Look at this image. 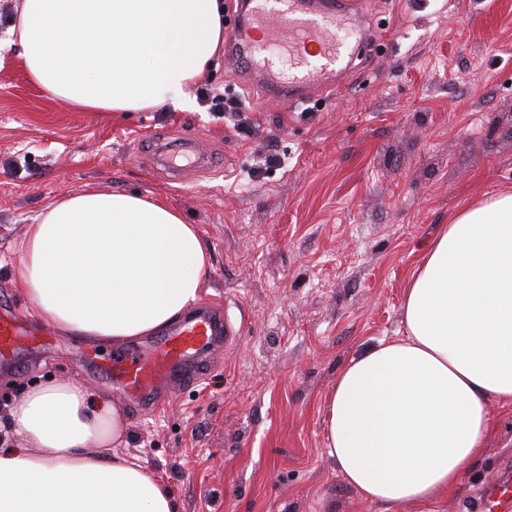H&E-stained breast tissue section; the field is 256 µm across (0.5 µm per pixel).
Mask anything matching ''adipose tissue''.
I'll use <instances>...</instances> for the list:
<instances>
[{
    "mask_svg": "<svg viewBox=\"0 0 512 512\" xmlns=\"http://www.w3.org/2000/svg\"><path fill=\"white\" fill-rule=\"evenodd\" d=\"M10 34L31 79L86 111L187 104L224 39L220 0H21ZM34 316L120 345L195 304L211 269L196 225L160 196L85 191L18 243ZM404 334L351 359L328 401L326 453L386 512L452 493L512 408V192L464 201L417 265ZM121 407L81 381H38L7 409L0 512H177L163 481L118 454Z\"/></svg>",
    "mask_w": 512,
    "mask_h": 512,
    "instance_id": "obj_1",
    "label": "adipose tissue"
}]
</instances>
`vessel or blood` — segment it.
I'll return each mask as SVG.
<instances>
[{
	"label": "vessel or blood",
	"instance_id": "b4317fda",
	"mask_svg": "<svg viewBox=\"0 0 512 512\" xmlns=\"http://www.w3.org/2000/svg\"><path fill=\"white\" fill-rule=\"evenodd\" d=\"M249 0L244 19L226 35L225 63L244 64L247 80L263 73L266 95L285 105L308 102L329 86L332 74L345 75L360 59L373 34L361 30L355 42L339 32L359 19L360 0ZM232 333L222 313L202 306L160 337L129 347L102 371L126 397L147 400L171 386L202 377L207 355L227 344ZM42 328L19 314L0 313V365L17 362L23 351L47 343ZM480 512H512V487L487 484Z\"/></svg>",
	"mask_w": 512,
	"mask_h": 512
}]
</instances>
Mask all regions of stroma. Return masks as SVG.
<instances>
[{"label": "stroma", "instance_id": "obj_1", "mask_svg": "<svg viewBox=\"0 0 512 512\" xmlns=\"http://www.w3.org/2000/svg\"><path fill=\"white\" fill-rule=\"evenodd\" d=\"M0 0V305L30 316L18 241L46 206L90 188L163 196L197 225L212 270L201 299L233 337L202 382L134 406L94 376L84 341L23 354L0 405L36 380L110 393L119 451L170 486L178 512H381L326 456V403L343 366L402 335L410 275L457 205L512 191V0H370L377 45L333 95L289 108L216 52L202 84L245 96L241 121L189 109L81 112L29 77ZM454 494L475 512L512 473V410Z\"/></svg>", "mask_w": 512, "mask_h": 512}]
</instances>
